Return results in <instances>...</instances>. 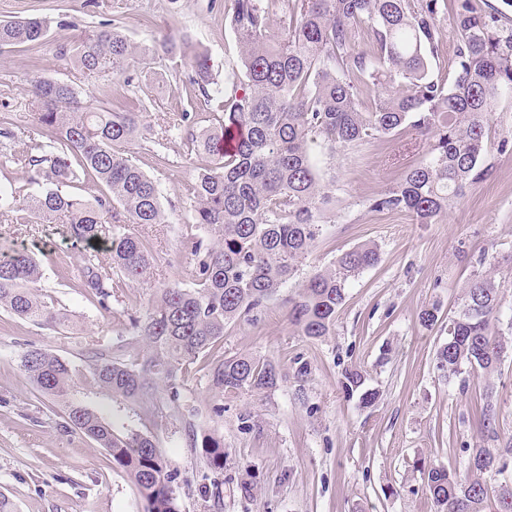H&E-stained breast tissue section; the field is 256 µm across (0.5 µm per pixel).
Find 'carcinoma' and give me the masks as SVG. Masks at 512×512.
<instances>
[{
  "label": "carcinoma",
  "mask_w": 512,
  "mask_h": 512,
  "mask_svg": "<svg viewBox=\"0 0 512 512\" xmlns=\"http://www.w3.org/2000/svg\"><path fill=\"white\" fill-rule=\"evenodd\" d=\"M448 8L459 33L455 76L446 86L428 75L438 54L440 7ZM289 22L271 33L262 0H235L228 24L241 48L245 81L213 76L211 58L189 38L162 43L164 52L190 56L191 83L206 97L222 99L218 125L190 132L189 149L211 158L196 168L194 220L210 239L192 234L185 246L194 268L189 288L155 287L145 306L126 308L130 343L110 351L89 349L78 368L33 344L20 355L19 369L41 396L61 406L63 427L83 433L107 451L138 487L145 512H178L174 475L150 436L114 414V406L138 402L149 417L182 407L189 366L208 357L207 378L216 397L212 412L224 414L226 393H266L281 379L279 365L249 355L212 354L224 327L281 295L322 235L332 189L312 160L319 146L334 155L407 126L430 139L428 156L396 186L369 201L377 212H407L431 224L448 212L466 189L489 175V124L512 97V30L478 11L472 0H291ZM366 26L370 51L353 45L355 28ZM49 21L41 17L0 22V51L40 44ZM147 48L117 27L104 26L64 52L87 76L106 66L124 73ZM32 121L46 144L0 152L1 167H16L37 191L0 192V213L17 224H51L63 219L71 239L84 244L73 279L101 310L112 295L152 285L155 257L138 226L167 223L156 183L133 161L128 145L143 129V113L91 108L69 83L31 81ZM235 144L226 147V139ZM79 168H74L72 160ZM83 173L105 194L87 200L64 191ZM109 255L105 266L99 251ZM380 261L377 245L363 244L315 270L284 298L289 324L299 336L335 335L336 312L350 281ZM42 264L24 248L0 246V309L38 327L64 326L69 314L45 299ZM501 291L495 279L475 275L465 286L448 339L436 351L435 369L444 378L467 371L489 379L512 353V325L501 328ZM364 375L343 373L347 395L362 390ZM484 440L499 447L469 449V476L446 468L417 466L436 512H512V483L490 490L487 479L512 472V439L500 441L496 404L486 397L478 411ZM210 467L224 469V438L201 436Z\"/></svg>",
  "instance_id": "carcinoma-1"
}]
</instances>
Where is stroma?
<instances>
[{"mask_svg":"<svg viewBox=\"0 0 512 512\" xmlns=\"http://www.w3.org/2000/svg\"><path fill=\"white\" fill-rule=\"evenodd\" d=\"M233 8L234 0H0V20L39 16L50 22L44 44L0 51V129L41 142L30 116L35 77L73 84L93 107L116 100L145 104L146 129L130 152L154 179L169 218L140 229L153 249L159 284L193 282L182 236L192 226L194 171L208 163L166 129L176 112L194 113L198 128L212 126L221 107L190 85L185 59L150 56L129 76L107 69L87 79L60 51L104 23L153 49L163 38L186 35L209 53L221 80L241 67L239 44L225 22ZM438 25L442 36L430 76L448 83L458 35L447 11H440ZM428 148L410 127L333 156L313 148L335 201L299 277L365 243L378 246L380 261L351 282L336 313L335 335H297L287 305L278 301L225 327L216 353L279 364L286 376L274 390L236 394L225 400L223 416H215L202 357L184 382L182 410L158 423L140 422L176 473L179 512H434L415 460L466 476V451L482 442L476 410L489 394L500 436L512 437V357L490 381L472 373L447 381L435 369L448 319L474 274L493 272L502 291L501 318L512 319V267L504 262L512 255V150H491V176L470 186L435 223L370 210L369 199L396 185ZM1 243L27 247L43 259L41 286L75 324L40 328L0 311V493L17 512H144L128 475L84 434L63 428L56 409L19 370L28 344L80 366L90 347L120 341L122 302L98 310L75 282L62 279L64 267L76 264L83 250L61 222L15 224L0 217ZM431 305L439 308L438 320L422 325L419 315ZM300 362L311 369L304 383L294 376ZM348 368L360 370L366 388L378 392L372 406L343 392L340 380ZM244 414L251 429L240 427ZM208 432L224 438L218 472L192 445L193 436Z\"/></svg>","mask_w":512,"mask_h":512,"instance_id":"35a3bbf8","label":"stroma"}]
</instances>
